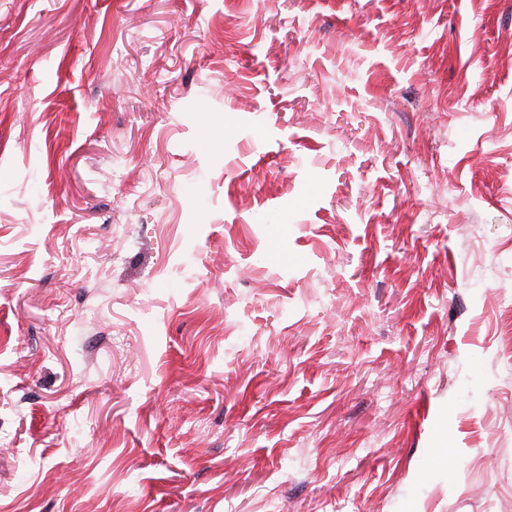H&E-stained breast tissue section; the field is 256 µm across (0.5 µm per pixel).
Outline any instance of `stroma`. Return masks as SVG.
<instances>
[{
	"label": "stroma",
	"mask_w": 512,
	"mask_h": 512,
	"mask_svg": "<svg viewBox=\"0 0 512 512\" xmlns=\"http://www.w3.org/2000/svg\"><path fill=\"white\" fill-rule=\"evenodd\" d=\"M0 512H512V0H0Z\"/></svg>",
	"instance_id": "obj_1"
}]
</instances>
